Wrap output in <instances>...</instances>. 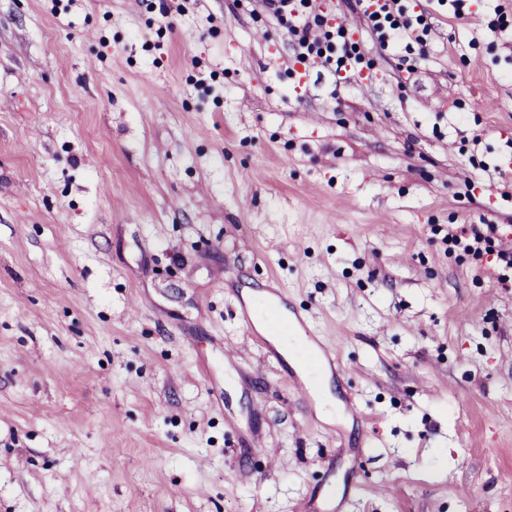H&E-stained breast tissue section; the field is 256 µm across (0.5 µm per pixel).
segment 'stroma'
<instances>
[{"label":"stroma","instance_id":"1","mask_svg":"<svg viewBox=\"0 0 512 512\" xmlns=\"http://www.w3.org/2000/svg\"><path fill=\"white\" fill-rule=\"evenodd\" d=\"M296 60L264 0H0V512H512V0ZM336 354L322 422L247 291ZM483 225L486 227L485 231L478 225H470V232L463 230L460 235H448V242L455 246H462L464 251L479 256L483 250L487 251L492 247L497 232L494 224Z\"/></svg>","mask_w":512,"mask_h":512}]
</instances>
